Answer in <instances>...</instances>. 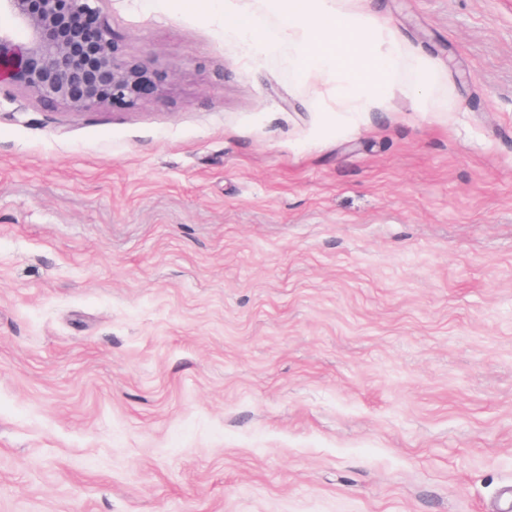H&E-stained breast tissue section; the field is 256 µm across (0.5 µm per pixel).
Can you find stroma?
I'll return each instance as SVG.
<instances>
[{"label":"stroma","instance_id":"obj_1","mask_svg":"<svg viewBox=\"0 0 512 512\" xmlns=\"http://www.w3.org/2000/svg\"><path fill=\"white\" fill-rule=\"evenodd\" d=\"M432 65L350 127L222 0H104L168 76L0 85V512L512 494V0H371Z\"/></svg>","mask_w":512,"mask_h":512}]
</instances>
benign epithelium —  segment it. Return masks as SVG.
<instances>
[{
  "label": "benign epithelium",
  "instance_id": "benign-epithelium-1",
  "mask_svg": "<svg viewBox=\"0 0 512 512\" xmlns=\"http://www.w3.org/2000/svg\"><path fill=\"white\" fill-rule=\"evenodd\" d=\"M101 0H0V83L70 112L133 107L166 75L128 56Z\"/></svg>",
  "mask_w": 512,
  "mask_h": 512
}]
</instances>
